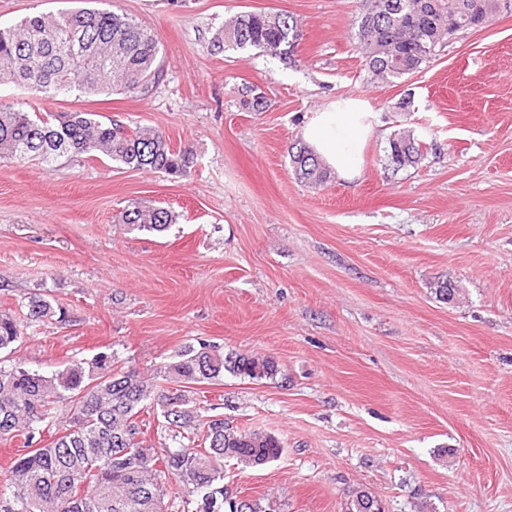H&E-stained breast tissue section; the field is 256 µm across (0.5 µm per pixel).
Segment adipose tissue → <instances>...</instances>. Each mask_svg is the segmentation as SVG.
<instances>
[{
    "instance_id": "ef3b65f1",
    "label": "adipose tissue",
    "mask_w": 512,
    "mask_h": 512,
    "mask_svg": "<svg viewBox=\"0 0 512 512\" xmlns=\"http://www.w3.org/2000/svg\"><path fill=\"white\" fill-rule=\"evenodd\" d=\"M374 113L356 97L330 100L302 129L306 145L338 176L354 179L362 173L363 153L374 127Z\"/></svg>"
}]
</instances>
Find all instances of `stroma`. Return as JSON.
<instances>
[{
  "label": "stroma",
  "mask_w": 512,
  "mask_h": 512,
  "mask_svg": "<svg viewBox=\"0 0 512 512\" xmlns=\"http://www.w3.org/2000/svg\"><path fill=\"white\" fill-rule=\"evenodd\" d=\"M83 0H0V25ZM161 42L144 96L45 99L0 80V108L94 112L190 144L187 175L107 158L0 163V308L51 290L69 323L27 326L15 354L49 374L113 351L151 373L185 346L273 358V380L199 387L281 457L224 463L236 498L277 512H512V15L463 30L418 72L368 81L351 37L361 0H114ZM303 30L294 63L210 50L242 11ZM268 105L242 110L234 87ZM362 98L376 124L359 178L299 182L288 150L329 99ZM408 108H401V101ZM412 131L424 160L388 165ZM177 214L129 229L130 203ZM450 280L458 299L439 298Z\"/></svg>",
  "instance_id": "1"
}]
</instances>
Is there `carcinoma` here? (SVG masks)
<instances>
[{"mask_svg":"<svg viewBox=\"0 0 512 512\" xmlns=\"http://www.w3.org/2000/svg\"><path fill=\"white\" fill-rule=\"evenodd\" d=\"M432 17L411 18L424 0H363L353 39L372 81L394 83L429 63L447 43L448 29L482 28L512 15V0H430ZM303 37L298 21L274 11H245L215 35V54L257 51L291 58ZM164 77L157 34L132 16L99 8L27 17L0 27V78L46 98L103 92L146 94ZM240 106L266 107L255 86L237 90ZM105 156L129 169L182 175L193 164L189 145L174 146L160 130L104 122L95 112L0 110V161ZM422 145L411 132L388 141L395 170L417 166ZM296 179L320 186L330 172L304 144L291 147ZM177 215L136 202L122 223L164 232ZM19 307L31 321H68L69 312L50 291L35 289ZM24 321L0 311V351H12ZM115 353L100 352L47 375L17 362L0 367V441L21 438L8 482L0 484V512H234L224 500V461L254 467L275 461L278 438L235 431L197 402L198 386L228 371L252 380L280 373L269 357L224 354L206 342L188 346L146 375L118 366ZM157 420L155 446L144 438L139 414ZM174 481L170 487L168 481Z\"/></svg>","mask_w":512,"mask_h":512,"instance_id":"1","label":"carcinoma"}]
</instances>
